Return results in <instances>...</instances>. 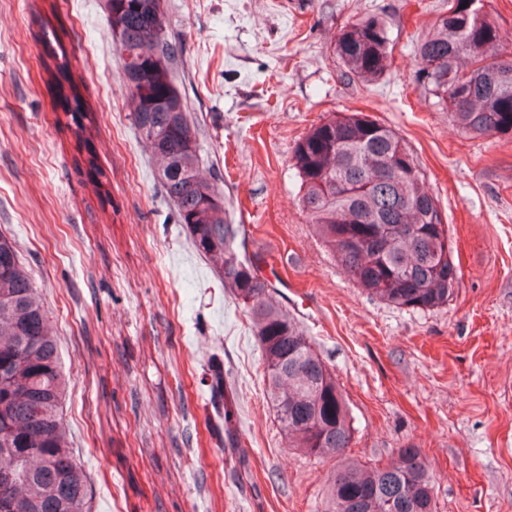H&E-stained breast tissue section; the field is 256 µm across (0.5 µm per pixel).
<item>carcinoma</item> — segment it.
Masks as SVG:
<instances>
[{
    "instance_id": "cac0c4a2",
    "label": "carcinoma",
    "mask_w": 512,
    "mask_h": 512,
    "mask_svg": "<svg viewBox=\"0 0 512 512\" xmlns=\"http://www.w3.org/2000/svg\"><path fill=\"white\" fill-rule=\"evenodd\" d=\"M112 39L137 132L151 146L160 182L195 249L240 302L257 337L267 398L291 448L338 461L328 478V512H434L433 476L417 448H400L386 464L344 456L353 426L336 375L300 323L273 299L233 224L224 189L200 177L194 120L175 79L181 57L164 0H107ZM43 42L57 60L55 97L79 146L92 153L90 120L55 28ZM388 22L370 15L340 29L334 53L349 80L382 77L391 62ZM416 73L431 105L464 133H512V76L502 75L498 28L484 0H448L414 47ZM468 96L459 99L460 90ZM419 167L392 128L362 112L338 113L296 143L292 160L300 202L324 244L354 283L371 296L411 310L448 304L458 283L446 224L421 215L436 203L425 185L392 164ZM212 189L205 203L199 188ZM363 214L355 223L349 217ZM25 364L0 377V512H89L86 476L73 458L60 416L67 381L45 307L8 238L0 236V362Z\"/></svg>"
}]
</instances>
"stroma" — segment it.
<instances>
[{
	"mask_svg": "<svg viewBox=\"0 0 512 512\" xmlns=\"http://www.w3.org/2000/svg\"><path fill=\"white\" fill-rule=\"evenodd\" d=\"M445 0H166L201 170L222 185L249 255L280 262L277 298L334 370L348 453L420 449L436 512H512V134L472 137L432 108L414 44ZM386 16L392 64L347 80L339 30ZM66 31L111 194L99 205L56 121L41 25ZM363 112L408 143L446 224L447 305L390 306L358 288L299 202L297 141ZM0 235L52 324L62 417L90 512H326L322 463L289 447L251 323L194 248L136 131L106 0H0ZM241 445L228 447L225 428Z\"/></svg>",
	"mask_w": 512,
	"mask_h": 512,
	"instance_id": "35a3bbf8",
	"label": "stroma"
}]
</instances>
